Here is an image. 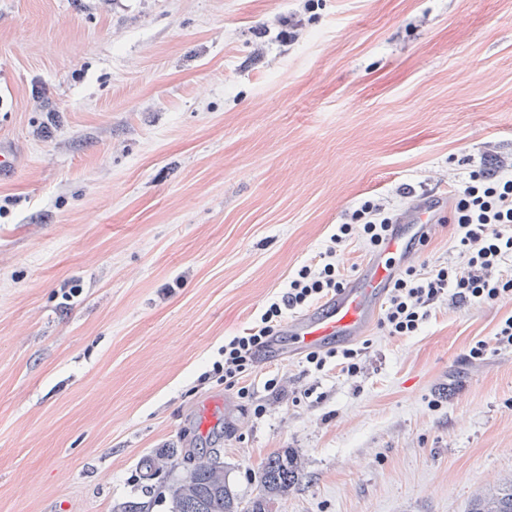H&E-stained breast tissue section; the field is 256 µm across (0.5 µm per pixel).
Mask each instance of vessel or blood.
<instances>
[{"instance_id":"vessel-or-blood-1","label":"vessel or blood","mask_w":512,"mask_h":512,"mask_svg":"<svg viewBox=\"0 0 512 512\" xmlns=\"http://www.w3.org/2000/svg\"><path fill=\"white\" fill-rule=\"evenodd\" d=\"M447 206L440 195L409 205L400 218V232L388 237L351 283L322 304L288 319L284 328L289 352L315 350L334 341L350 343L364 336L379 313L398 265L407 257V231L434 229Z\"/></svg>"}]
</instances>
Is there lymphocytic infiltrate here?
<instances>
[{
	"instance_id": "1",
	"label": "lymphocytic infiltrate",
	"mask_w": 512,
	"mask_h": 512,
	"mask_svg": "<svg viewBox=\"0 0 512 512\" xmlns=\"http://www.w3.org/2000/svg\"><path fill=\"white\" fill-rule=\"evenodd\" d=\"M448 191L453 203L454 258L445 266L428 270L409 266L394 275L380 319L389 335H414L445 298L455 305H490L512 296V163L487 151L482 166L465 178L449 180ZM398 218L390 202L374 197L350 209L322 251L289 276L283 292L263 307L252 327L243 335L225 338L224 358L213 364L225 387L248 396L240 381L288 312L309 307L344 287L351 273L343 259L348 246L358 241L369 252H378Z\"/></svg>"
}]
</instances>
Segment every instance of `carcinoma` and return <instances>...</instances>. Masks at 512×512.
Returning a JSON list of instances; mask_svg holds the SVG:
<instances>
[{
  "instance_id": "carcinoma-1",
  "label": "carcinoma",
  "mask_w": 512,
  "mask_h": 512,
  "mask_svg": "<svg viewBox=\"0 0 512 512\" xmlns=\"http://www.w3.org/2000/svg\"><path fill=\"white\" fill-rule=\"evenodd\" d=\"M183 464V475L166 486L167 512H271L278 499L303 479L300 456L285 449L270 454L254 473L257 493L245 500L226 480L224 463L216 451L172 448L145 463L146 473L173 470ZM470 512H512V480L474 500Z\"/></svg>"
}]
</instances>
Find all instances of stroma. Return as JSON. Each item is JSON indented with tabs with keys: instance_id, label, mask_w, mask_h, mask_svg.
Instances as JSON below:
<instances>
[{
	"instance_id": "stroma-1",
	"label": "stroma",
	"mask_w": 512,
	"mask_h": 512,
	"mask_svg": "<svg viewBox=\"0 0 512 512\" xmlns=\"http://www.w3.org/2000/svg\"><path fill=\"white\" fill-rule=\"evenodd\" d=\"M300 7L0 0V512H112L192 446L246 498L296 451L274 512H469L512 476V347L467 357L510 297L373 324L353 375L284 336L248 397L212 371L353 203L512 159V0H319L282 45ZM281 30L277 33V39L284 45H293L300 37L303 29L301 12H289L288 16L280 19Z\"/></svg>"
}]
</instances>
